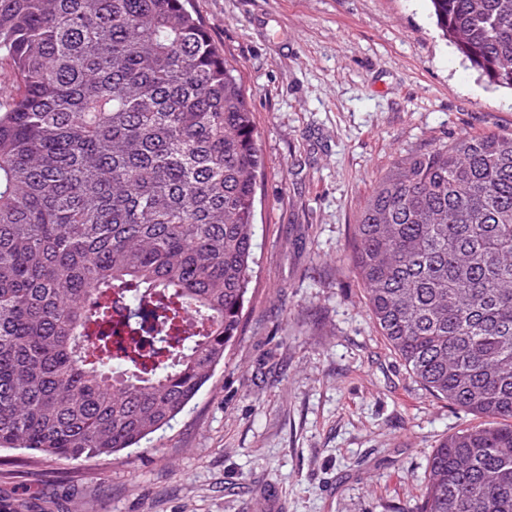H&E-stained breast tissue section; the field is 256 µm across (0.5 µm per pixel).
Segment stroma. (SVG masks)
<instances>
[{
	"instance_id": "1",
	"label": "stroma",
	"mask_w": 512,
	"mask_h": 512,
	"mask_svg": "<svg viewBox=\"0 0 512 512\" xmlns=\"http://www.w3.org/2000/svg\"><path fill=\"white\" fill-rule=\"evenodd\" d=\"M242 81L264 160L241 331L198 396L109 460L0 449V512H405L470 418L377 329L345 258L380 176L512 133V91L429 0H193Z\"/></svg>"
}]
</instances>
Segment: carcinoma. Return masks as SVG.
Segmentation results:
<instances>
[{"label": "carcinoma", "instance_id": "obj_1", "mask_svg": "<svg viewBox=\"0 0 512 512\" xmlns=\"http://www.w3.org/2000/svg\"><path fill=\"white\" fill-rule=\"evenodd\" d=\"M431 5L512 89V0ZM2 61L0 449L109 457L167 426L238 335L252 112L190 0H0ZM351 261L410 372L480 419L433 450L409 512H512V134L394 165Z\"/></svg>", "mask_w": 512, "mask_h": 512}]
</instances>
